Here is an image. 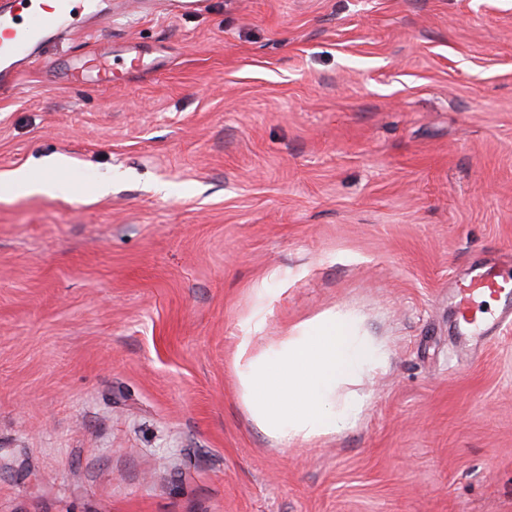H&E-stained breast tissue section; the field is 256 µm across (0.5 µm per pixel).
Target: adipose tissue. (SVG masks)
Returning a JSON list of instances; mask_svg holds the SVG:
<instances>
[{"mask_svg":"<svg viewBox=\"0 0 512 512\" xmlns=\"http://www.w3.org/2000/svg\"><path fill=\"white\" fill-rule=\"evenodd\" d=\"M69 161L58 157L50 167L56 178L33 179L20 168L5 179L24 193L69 196L64 176ZM257 308L249 332L239 336L233 370L251 419L267 436L288 445L305 443L353 426L365 399L339 398L343 382L375 373L384 362L380 347L360 336L355 324L326 313L300 324L295 332L263 352L254 350V334L263 327Z\"/></svg>","mask_w":512,"mask_h":512,"instance_id":"ef3b65f1","label":"adipose tissue"}]
</instances>
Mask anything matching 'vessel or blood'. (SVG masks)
<instances>
[{
    "label": "vessel or blood",
    "mask_w": 512,
    "mask_h": 512,
    "mask_svg": "<svg viewBox=\"0 0 512 512\" xmlns=\"http://www.w3.org/2000/svg\"><path fill=\"white\" fill-rule=\"evenodd\" d=\"M83 9V0H57L53 7L42 0H6L0 7V82L15 80L22 67L40 62L47 43L78 30ZM112 77L111 56L96 52L86 53L71 73L72 82L91 81L100 88L111 86ZM491 297L511 298L512 277L490 266L456 281L453 300L460 336L484 334L487 322L494 318L485 307Z\"/></svg>",
    "instance_id": "1"
}]
</instances>
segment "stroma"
<instances>
[{
  "label": "stroma",
  "mask_w": 512,
  "mask_h": 512,
  "mask_svg": "<svg viewBox=\"0 0 512 512\" xmlns=\"http://www.w3.org/2000/svg\"><path fill=\"white\" fill-rule=\"evenodd\" d=\"M0 88V512H512V331L449 290L512 252V0H92ZM138 51L110 88L83 53ZM110 191L98 195L101 182ZM327 312L384 363L284 446L232 371ZM71 70L72 83L84 84L91 81L100 88L112 85V57L106 53L88 52L78 64L71 67ZM49 167L59 173L56 178H43L35 180L31 177L25 168L17 169L11 172L6 178L2 179L12 189L24 193H45L56 196H69L71 186L64 177L63 173L69 167V159L61 156L53 159L49 163Z\"/></svg>",
  "instance_id": "35a3bbf8"
}]
</instances>
